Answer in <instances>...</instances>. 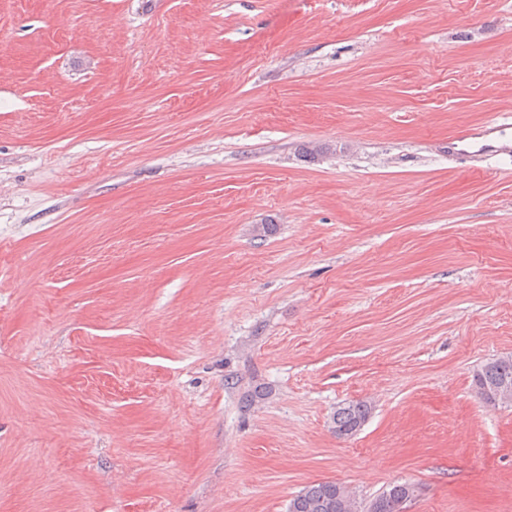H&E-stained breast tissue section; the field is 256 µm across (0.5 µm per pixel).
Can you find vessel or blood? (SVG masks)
Masks as SVG:
<instances>
[{"label": "vessel or blood", "instance_id": "vessel-or-blood-1", "mask_svg": "<svg viewBox=\"0 0 512 512\" xmlns=\"http://www.w3.org/2000/svg\"><path fill=\"white\" fill-rule=\"evenodd\" d=\"M449 157L465 156L476 163L512 157V114H495L481 131L459 130L448 137Z\"/></svg>", "mask_w": 512, "mask_h": 512}]
</instances>
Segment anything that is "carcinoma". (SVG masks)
Masks as SVG:
<instances>
[{"label":"carcinoma","instance_id":"obj_1","mask_svg":"<svg viewBox=\"0 0 512 512\" xmlns=\"http://www.w3.org/2000/svg\"><path fill=\"white\" fill-rule=\"evenodd\" d=\"M472 384L479 398L489 404L493 403L490 394L504 388L512 390V355L480 365L473 373ZM371 413L372 406L366 401L344 403L333 414V432L339 438L351 437ZM416 492L412 483H393L363 503L345 485L324 481L305 486L290 500L288 512H400L401 504L414 499Z\"/></svg>","mask_w":512,"mask_h":512}]
</instances>
